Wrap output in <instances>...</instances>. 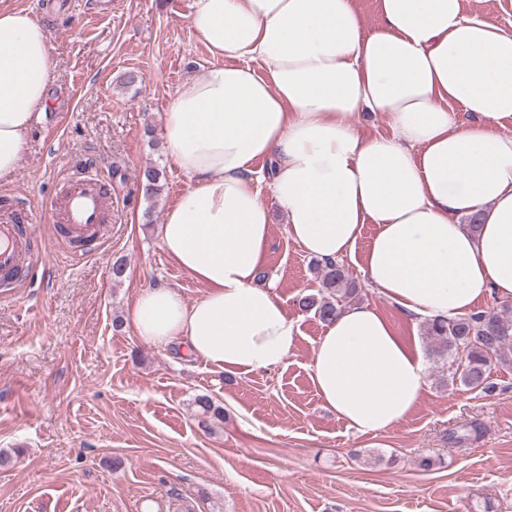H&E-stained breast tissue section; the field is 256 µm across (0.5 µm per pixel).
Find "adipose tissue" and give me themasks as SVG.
I'll return each instance as SVG.
<instances>
[{
	"mask_svg": "<svg viewBox=\"0 0 512 512\" xmlns=\"http://www.w3.org/2000/svg\"><path fill=\"white\" fill-rule=\"evenodd\" d=\"M366 29L355 0H194L211 55L176 89L163 135L190 185L160 227L168 256L202 283L194 303L143 289L131 325L234 375L286 359L297 322L258 276L274 212L311 256L352 254L364 225L369 284L419 320L512 300V30L464 0H381ZM52 61L46 29L0 7V175L11 173ZM471 119L455 123L448 107ZM385 113L391 131L353 120ZM270 203H263L262 193ZM477 218V229L465 221ZM326 407L375 433L404 421L427 385L419 349L373 306L329 323L310 364Z\"/></svg>",
	"mask_w": 512,
	"mask_h": 512,
	"instance_id": "obj_1",
	"label": "adipose tissue"
}]
</instances>
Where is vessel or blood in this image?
<instances>
[{
    "label": "vessel or blood",
    "mask_w": 512,
    "mask_h": 512,
    "mask_svg": "<svg viewBox=\"0 0 512 512\" xmlns=\"http://www.w3.org/2000/svg\"><path fill=\"white\" fill-rule=\"evenodd\" d=\"M47 213L50 223L65 230L69 238L99 240L112 222V202L97 172L86 167L72 174L50 198ZM32 222L31 210H0V283H17L30 275L35 261L25 228Z\"/></svg>",
    "instance_id": "b4317fda"
}]
</instances>
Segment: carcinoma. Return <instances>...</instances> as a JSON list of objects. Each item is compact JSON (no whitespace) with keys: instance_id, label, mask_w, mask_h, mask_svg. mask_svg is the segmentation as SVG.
I'll list each match as a JSON object with an SVG mask.
<instances>
[{"instance_id":"obj_1","label":"carcinoma","mask_w":512,"mask_h":512,"mask_svg":"<svg viewBox=\"0 0 512 512\" xmlns=\"http://www.w3.org/2000/svg\"><path fill=\"white\" fill-rule=\"evenodd\" d=\"M146 194L160 193L162 170L149 167L143 172ZM320 288L303 296L299 307L327 324L351 302L360 298L361 289L349 278L339 261L322 262L318 268ZM425 335L432 355L448 366L452 377L460 379L470 390L486 395L492 393L488 382L491 367L512 365V307L504 305L497 311H478L464 317L432 320L424 323ZM199 423L223 418L224 408L207 395L195 399Z\"/></svg>"}]
</instances>
